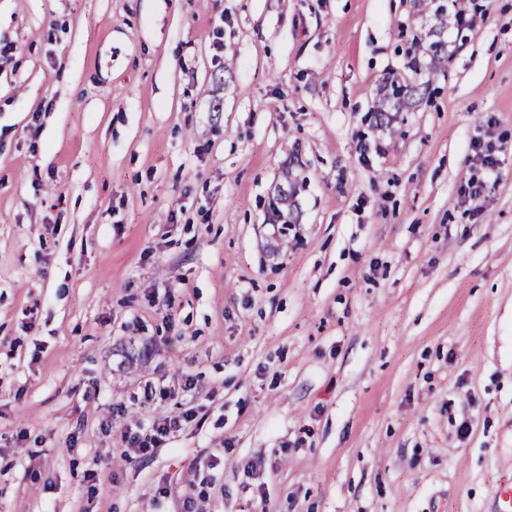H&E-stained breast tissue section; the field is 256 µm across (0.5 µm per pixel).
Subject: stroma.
I'll return each instance as SVG.
<instances>
[{"mask_svg":"<svg viewBox=\"0 0 512 512\" xmlns=\"http://www.w3.org/2000/svg\"><path fill=\"white\" fill-rule=\"evenodd\" d=\"M478 2L382 130L413 0H0V512H491L512 0ZM298 176L292 171L285 173V183L276 186L274 194L268 201L267 212L270 224H282L280 235L288 236V224L293 223L296 210V192ZM195 417L193 409L185 410L179 414L169 415L156 422L149 435L142 436L137 432H127L123 435L129 448L136 454V457L148 458L155 448L170 440L174 433L181 429L183 423H188Z\"/></svg>","mask_w":512,"mask_h":512,"instance_id":"obj_1","label":"stroma"}]
</instances>
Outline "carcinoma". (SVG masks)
Instances as JSON below:
<instances>
[{"mask_svg": "<svg viewBox=\"0 0 512 512\" xmlns=\"http://www.w3.org/2000/svg\"><path fill=\"white\" fill-rule=\"evenodd\" d=\"M414 4L421 15L433 20V24L425 35L413 36L407 49L412 76L393 75L385 79L371 114V121L379 127L388 126V113L410 111L421 87L429 84L430 76L448 63V20H454L457 37L462 40L473 30V20L468 17V7L463 5V0L451 4L445 0H414ZM297 184L298 176L286 172L285 183L276 186L268 201V219L272 224L282 225L280 235L283 237L288 236V225L294 220Z\"/></svg>", "mask_w": 512, "mask_h": 512, "instance_id": "1", "label": "carcinoma"}]
</instances>
